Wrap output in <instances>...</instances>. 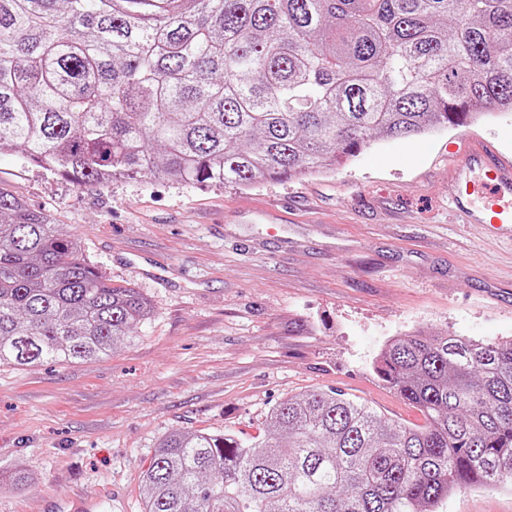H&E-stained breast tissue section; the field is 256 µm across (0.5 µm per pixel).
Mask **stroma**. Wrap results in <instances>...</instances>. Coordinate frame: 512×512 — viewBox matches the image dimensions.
<instances>
[{
	"label": "stroma",
	"mask_w": 512,
	"mask_h": 512,
	"mask_svg": "<svg viewBox=\"0 0 512 512\" xmlns=\"http://www.w3.org/2000/svg\"><path fill=\"white\" fill-rule=\"evenodd\" d=\"M471 138L512 151V112L245 188L151 175L81 187L0 153V188L154 310L102 358L0 366V512H142L164 437L253 435L274 404L313 390L422 423L374 370L389 337L512 338V239L450 204L448 144ZM21 465L33 485L11 483ZM442 512H512V491L467 487Z\"/></svg>",
	"instance_id": "35a3bbf8"
}]
</instances>
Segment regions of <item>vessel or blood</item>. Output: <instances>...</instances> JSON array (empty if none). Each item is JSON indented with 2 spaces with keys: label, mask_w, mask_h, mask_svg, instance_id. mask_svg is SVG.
<instances>
[{
  "label": "vessel or blood",
  "mask_w": 512,
  "mask_h": 512,
  "mask_svg": "<svg viewBox=\"0 0 512 512\" xmlns=\"http://www.w3.org/2000/svg\"><path fill=\"white\" fill-rule=\"evenodd\" d=\"M452 199L464 223L485 224L512 237V154L465 150L455 171Z\"/></svg>",
  "instance_id": "obj_1"
}]
</instances>
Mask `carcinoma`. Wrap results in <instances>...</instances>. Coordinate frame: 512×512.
Returning a JSON list of instances; mask_svg holds the SVG:
<instances>
[{
	"label": "carcinoma",
	"mask_w": 512,
	"mask_h": 512,
	"mask_svg": "<svg viewBox=\"0 0 512 512\" xmlns=\"http://www.w3.org/2000/svg\"><path fill=\"white\" fill-rule=\"evenodd\" d=\"M493 107L512 112V0H0V152L79 186L249 187ZM151 316L0 188V365L96 359ZM377 372L424 424L291 396L257 436L165 437L143 512H439L512 487L511 338L395 336Z\"/></svg>",
	"instance_id": "carcinoma-1"
}]
</instances>
